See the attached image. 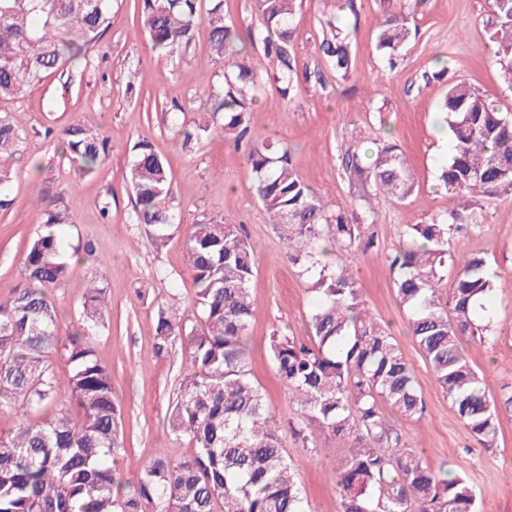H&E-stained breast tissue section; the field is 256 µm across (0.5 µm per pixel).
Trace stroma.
Masks as SVG:
<instances>
[{
	"mask_svg": "<svg viewBox=\"0 0 512 512\" xmlns=\"http://www.w3.org/2000/svg\"><path fill=\"white\" fill-rule=\"evenodd\" d=\"M324 0H303L295 16L294 44L300 62L321 70L322 79L299 78L288 99L267 87L250 115L255 136L289 148L302 179L331 209L352 211L358 194L340 161L341 147L353 132L372 137L389 133L403 152L415 188L402 201L379 202L378 250L362 254L335 249L333 257L358 275L370 311L388 325L400 350L413 363L425 403L423 421L392 417L405 447L422 451L432 469L448 467L468 478L480 512H512V192L482 198L485 222L479 233L461 239L464 252L484 255L496 288L486 304L493 342L467 338L463 349L484 373L489 396L499 405V430L489 446L476 441L440 391L422 358L391 283L386 254L399 244L398 229L428 223L450 201L438 185L442 163L451 152L439 126L442 81H427L437 55H448L454 78L485 98L512 108V89L500 78L493 17L487 0H427L410 21L412 37L399 65L386 69L376 50L377 0H357L356 15L346 16L353 59L348 80L336 79L318 55ZM224 66L205 38L174 56L156 54L140 34L138 0H115L109 26L90 47L85 60L54 73L18 100H0V113L19 116L23 155L5 192L11 208L0 210V296H9L29 239L43 233V194L60 198L71 217L58 228L64 254L91 243V257L72 262L56 290L63 326L74 324L86 290L102 275L109 299L108 328L95 340L98 358L112 370L114 396L123 409L126 476L150 462L158 449L181 455L188 441H173L166 428L185 371V346L174 339L156 356L157 312L164 306L191 310L195 284L185 263L186 225L228 216L243 226L254 247L257 270L251 282L255 312L249 351L254 378L265 388L280 422L297 405L279 382L265 340L273 330L306 338L313 308L310 275L288 258V248L251 185L243 150L207 128L211 103L207 91L223 79ZM77 121L95 125L108 140L109 159L96 172L81 174L62 154L57 132ZM147 140L169 163L184 226L168 238H151L134 221L135 195L125 171L135 142ZM108 217H101V207ZM296 479L305 488L311 512H337L330 474L347 452L343 439L315 433L314 445L302 447L283 433Z\"/></svg>",
	"mask_w": 512,
	"mask_h": 512,
	"instance_id": "obj_1",
	"label": "stroma"
}]
</instances>
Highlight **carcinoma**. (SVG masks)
Returning a JSON list of instances; mask_svg holds the SVG:
<instances>
[{
	"instance_id": "1",
	"label": "carcinoma",
	"mask_w": 512,
	"mask_h": 512,
	"mask_svg": "<svg viewBox=\"0 0 512 512\" xmlns=\"http://www.w3.org/2000/svg\"><path fill=\"white\" fill-rule=\"evenodd\" d=\"M139 30L153 51L171 56L206 36L224 63L223 82L212 88L211 112L224 114L218 129L245 147L258 200L288 244L289 258L312 273L310 333L301 340L275 330L266 350L281 384L300 408L288 420L303 447L315 432L349 441L335 469L338 512H477L468 479L430 468L404 448L388 413L419 422L425 406L414 366L366 306L353 271L325 260L326 243L367 253L377 247L376 202L411 195L414 181L399 146L387 135L372 139L371 159L362 133H354L342 165L361 187L356 216L328 209L296 172L288 149L250 136V112L276 85L286 99L299 77L292 21L297 0H256L260 25L240 32L224 20V0H211L207 16L197 0H138ZM499 40L504 83L512 89V0H488ZM376 49L388 67L402 59L410 17L423 0H378ZM112 0H0V99L16 100L47 75L80 59L108 27ZM261 45L270 61L267 78L247 63V46ZM321 55L340 80L352 74L348 34L339 16H326ZM442 126L452 154L441 167L440 186L455 205L427 224L397 232L387 257L393 285L409 317L420 354L469 433L490 446L498 433L496 406L485 377L470 364L462 337H489L490 323L474 308L496 287L484 256L457 249L458 238L484 224L480 197L512 189V113L461 80L448 82ZM62 152L93 172L106 160V140L81 121L62 130ZM23 129L0 114V188L13 170ZM128 182L136 198L135 222L164 239L182 223L167 160L146 141L132 147ZM70 223L53 201L41 212L45 231L28 242L20 283L0 299V415L12 426L0 432V512H308V501L288 462L280 425L252 378L247 337L253 317L250 285L257 257L241 225L224 218L192 224L186 264L196 285L198 321L187 328L179 309L161 307L156 354L184 338L187 371L168 417L170 437L186 439L190 453L159 451L123 478L125 435L112 370L96 355L94 340L108 311L103 278L87 288L81 319L62 328L50 292L61 287L70 265L54 228ZM455 270L448 298L441 273ZM69 367L60 386L49 358Z\"/></svg>"
}]
</instances>
